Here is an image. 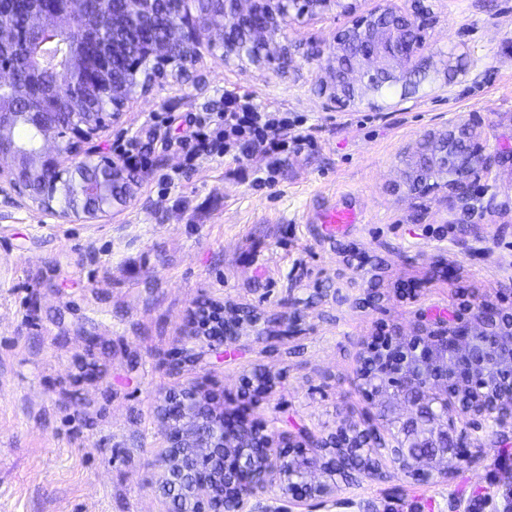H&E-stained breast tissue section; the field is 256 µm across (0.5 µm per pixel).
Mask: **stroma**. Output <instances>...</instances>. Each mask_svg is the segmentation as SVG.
<instances>
[{
  "instance_id": "obj_1",
  "label": "stroma",
  "mask_w": 512,
  "mask_h": 512,
  "mask_svg": "<svg viewBox=\"0 0 512 512\" xmlns=\"http://www.w3.org/2000/svg\"><path fill=\"white\" fill-rule=\"evenodd\" d=\"M385 1L411 5L352 0L291 25L288 73L206 55L195 81L171 77L140 99L105 146L149 148L153 166L132 172L134 197L110 223L0 220V512H165L149 489L163 390L202 383L236 412L242 377L264 368L275 386L253 418L332 434L369 408L355 379L380 327L409 333L419 310L512 289V162L482 178L471 210L449 207L446 188L409 185L420 139L472 114L486 152H512V0H429L418 93L334 103L307 55ZM452 50L469 71L449 82L440 68ZM227 92L287 113L306 144L282 153L271 186L254 179L259 156L202 160L168 183L184 168L174 142L186 116L216 111ZM334 207L365 221L328 233L318 217ZM207 299L260 313L261 327L172 373L188 310ZM290 303L294 328L280 320ZM467 446L472 462L446 479L392 471L343 487L341 506L322 512H501L512 436L496 452L472 431Z\"/></svg>"
}]
</instances>
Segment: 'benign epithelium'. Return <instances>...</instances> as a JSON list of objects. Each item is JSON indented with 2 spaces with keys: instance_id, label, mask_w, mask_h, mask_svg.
Here are the masks:
<instances>
[{
  "instance_id": "1",
  "label": "benign epithelium",
  "mask_w": 512,
  "mask_h": 512,
  "mask_svg": "<svg viewBox=\"0 0 512 512\" xmlns=\"http://www.w3.org/2000/svg\"><path fill=\"white\" fill-rule=\"evenodd\" d=\"M341 0H0V218L37 211L56 224H105L131 198L127 168L102 147L126 107L169 76L192 77L205 54L273 62L285 69L287 28ZM430 14L425 0L377 10L334 33L327 56L331 99L409 98L427 73L415 67ZM25 26L17 25L18 16ZM411 184L448 178V205L474 198L497 162L474 119L427 134ZM244 317L224 304L196 303L169 364L199 359L197 348L239 338ZM357 381L371 420L324 438L281 432L276 420L227 413L195 384L166 391L158 414L163 446L150 490L168 512H315L342 486L378 475L386 455L405 476L447 478L470 462L465 430L499 438L512 428V290L497 304L476 296L449 315L418 313L411 335L380 333L365 344ZM270 372L243 378L244 393L271 391Z\"/></svg>"
}]
</instances>
